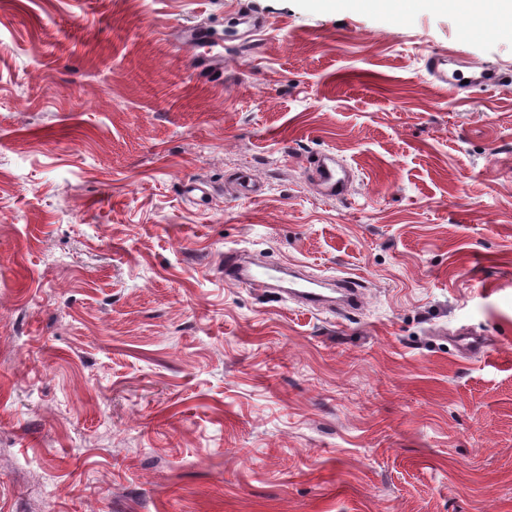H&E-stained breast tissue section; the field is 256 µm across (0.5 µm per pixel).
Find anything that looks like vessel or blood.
<instances>
[{"label": "vessel or blood", "instance_id": "vessel-or-blood-1", "mask_svg": "<svg viewBox=\"0 0 512 512\" xmlns=\"http://www.w3.org/2000/svg\"><path fill=\"white\" fill-rule=\"evenodd\" d=\"M177 42L190 53L196 76L223 69V41L207 29L198 26L182 28ZM306 168L324 196L331 199L345 197L351 173L334 155L325 154L309 159ZM283 273V267L276 264L252 268L236 251L224 254V281L227 284L245 288L280 287L286 298L298 299L303 306L312 309L333 305L347 312L359 309L363 303V293L355 278L339 277L325 281L300 277L286 282L282 279Z\"/></svg>", "mask_w": 512, "mask_h": 512}]
</instances>
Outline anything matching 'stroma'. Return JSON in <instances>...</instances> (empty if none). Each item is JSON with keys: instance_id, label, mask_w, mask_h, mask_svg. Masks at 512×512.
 I'll return each instance as SVG.
<instances>
[{"instance_id": "35a3bbf8", "label": "stroma", "mask_w": 512, "mask_h": 512, "mask_svg": "<svg viewBox=\"0 0 512 512\" xmlns=\"http://www.w3.org/2000/svg\"><path fill=\"white\" fill-rule=\"evenodd\" d=\"M460 17L0 0V512H512V85L456 101L424 67L512 70V32ZM228 249L365 300L226 285ZM177 43L191 54L197 77L208 76L224 69L223 41L207 29L198 26L184 27L178 34ZM306 169L318 183L324 196L331 199L345 197L351 173L336 160L334 155L325 154L308 159ZM294 278L297 280L289 278L288 288L280 289L279 293L285 299H298L303 306L319 309L336 305L337 309L347 312L359 309L363 303V292L358 285L360 281L355 278L339 277L332 281ZM327 290L340 296L329 297L325 294Z\"/></svg>"}]
</instances>
